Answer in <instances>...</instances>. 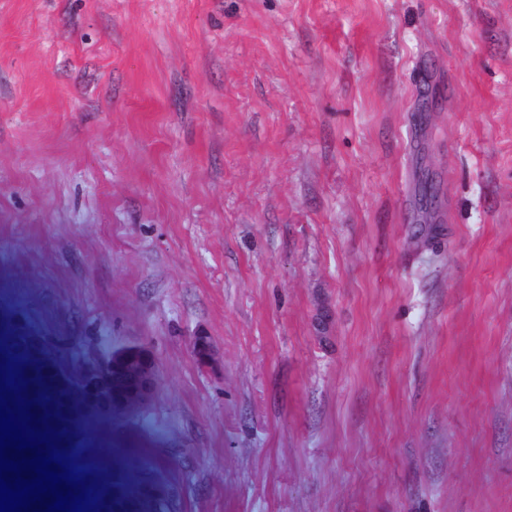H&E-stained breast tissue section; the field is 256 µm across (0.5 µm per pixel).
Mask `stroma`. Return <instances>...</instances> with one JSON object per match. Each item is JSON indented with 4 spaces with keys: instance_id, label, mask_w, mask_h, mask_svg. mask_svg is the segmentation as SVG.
Masks as SVG:
<instances>
[{
    "instance_id": "35a3bbf8",
    "label": "stroma",
    "mask_w": 512,
    "mask_h": 512,
    "mask_svg": "<svg viewBox=\"0 0 512 512\" xmlns=\"http://www.w3.org/2000/svg\"><path fill=\"white\" fill-rule=\"evenodd\" d=\"M0 308L181 512H512V0H0ZM414 195L421 209L436 212L442 207L443 194L432 178L415 184ZM155 360L145 347L128 345L107 354L88 353L76 365L55 362L56 378L85 400L83 411L102 418L128 415L155 391Z\"/></svg>"
}]
</instances>
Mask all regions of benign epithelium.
<instances>
[{
    "label": "benign epithelium",
    "mask_w": 512,
    "mask_h": 512,
    "mask_svg": "<svg viewBox=\"0 0 512 512\" xmlns=\"http://www.w3.org/2000/svg\"><path fill=\"white\" fill-rule=\"evenodd\" d=\"M193 353L199 364L210 362L212 346L207 337L195 338ZM54 369L56 378L85 400L83 411L103 418L138 410L155 391V360L149 350L138 345L115 348L104 355L89 353L75 365L59 358ZM148 489L150 512H163L174 494L172 486L155 476Z\"/></svg>",
    "instance_id": "obj_1"
}]
</instances>
